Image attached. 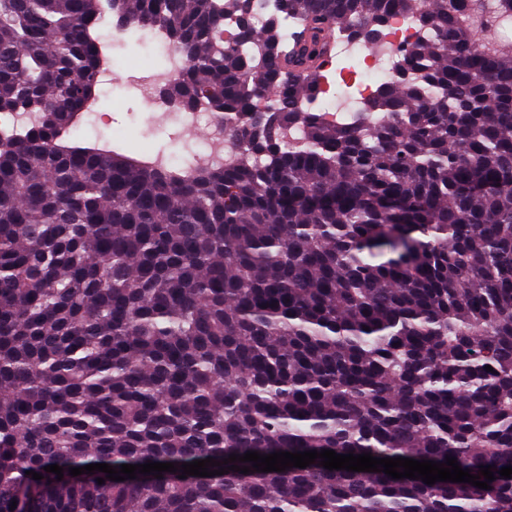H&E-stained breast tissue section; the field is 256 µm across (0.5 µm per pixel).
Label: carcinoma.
<instances>
[{
	"mask_svg": "<svg viewBox=\"0 0 512 512\" xmlns=\"http://www.w3.org/2000/svg\"><path fill=\"white\" fill-rule=\"evenodd\" d=\"M415 7L0 0V113L29 117L0 132V512H512V0H422L431 36L361 112L311 109L335 37L374 49ZM108 12L165 29L185 66L161 95L218 117L236 162L163 167L75 139ZM325 449L454 457L495 480L318 458L69 471Z\"/></svg>",
	"mask_w": 512,
	"mask_h": 512,
	"instance_id": "carcinoma-1",
	"label": "carcinoma"
}]
</instances>
